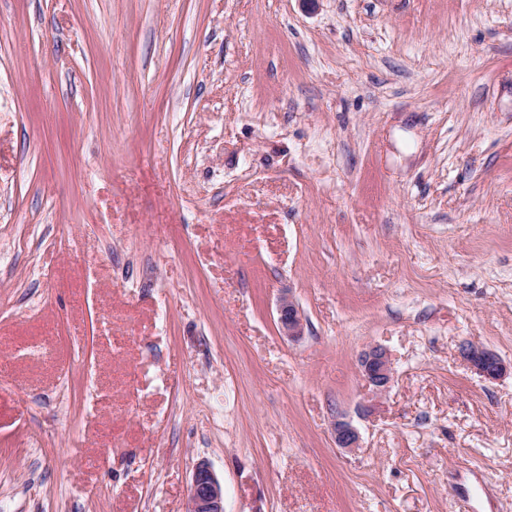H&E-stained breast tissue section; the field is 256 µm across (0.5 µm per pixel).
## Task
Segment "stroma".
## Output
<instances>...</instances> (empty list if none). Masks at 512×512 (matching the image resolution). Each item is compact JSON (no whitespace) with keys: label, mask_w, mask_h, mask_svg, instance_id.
<instances>
[{"label":"stroma","mask_w":512,"mask_h":512,"mask_svg":"<svg viewBox=\"0 0 512 512\" xmlns=\"http://www.w3.org/2000/svg\"><path fill=\"white\" fill-rule=\"evenodd\" d=\"M202 460L224 512H512V0H0V512ZM278 323L284 336L299 339L304 335L305 320L295 299L288 293L279 298L277 305ZM460 353L475 372L485 379L495 380L503 374L504 365L500 358L487 349L466 343L461 346ZM360 372L375 396L382 395L393 379V363L388 351L380 346L365 349L360 355ZM332 434L336 448L347 451L360 448V435L350 422L337 419L333 424Z\"/></svg>","instance_id":"1"}]
</instances>
